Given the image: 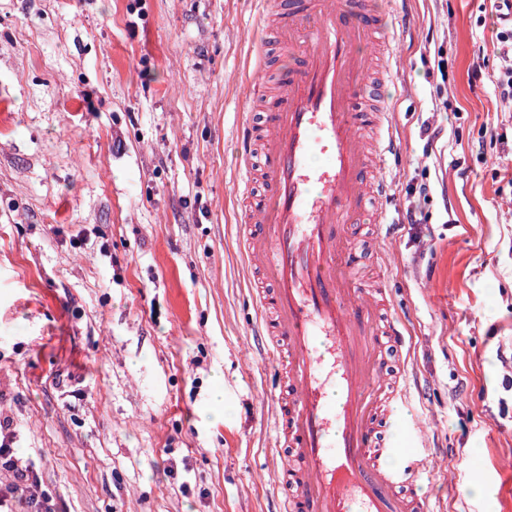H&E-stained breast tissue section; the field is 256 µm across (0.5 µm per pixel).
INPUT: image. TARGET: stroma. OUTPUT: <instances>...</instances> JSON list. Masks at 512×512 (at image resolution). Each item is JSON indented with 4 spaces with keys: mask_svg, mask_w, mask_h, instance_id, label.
<instances>
[{
    "mask_svg": "<svg viewBox=\"0 0 512 512\" xmlns=\"http://www.w3.org/2000/svg\"><path fill=\"white\" fill-rule=\"evenodd\" d=\"M406 33L388 278L435 512H512V101L489 0H377ZM261 0H0V419L56 512H275L236 132ZM447 139L431 145L426 132ZM498 140H491V133ZM426 218L410 229L404 217ZM224 390V418L208 413ZM491 487L469 493L471 482Z\"/></svg>",
    "mask_w": 512,
    "mask_h": 512,
    "instance_id": "1",
    "label": "stroma"
}]
</instances>
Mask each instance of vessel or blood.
<instances>
[{
  "label": "vessel or blood",
  "instance_id": "vessel-or-blood-1",
  "mask_svg": "<svg viewBox=\"0 0 512 512\" xmlns=\"http://www.w3.org/2000/svg\"><path fill=\"white\" fill-rule=\"evenodd\" d=\"M393 37L370 0H289L254 37L302 54L271 111L237 132L240 252L284 451L278 512H431L416 489L430 453L389 435L411 431L408 375L369 365L380 346H405L403 324L387 286L355 287L347 237L370 211L384 240L397 146L371 102L390 71L370 73L366 54H390Z\"/></svg>",
  "mask_w": 512,
  "mask_h": 512
}]
</instances>
